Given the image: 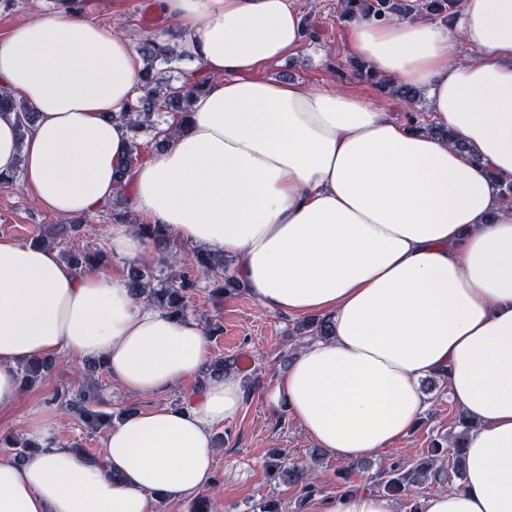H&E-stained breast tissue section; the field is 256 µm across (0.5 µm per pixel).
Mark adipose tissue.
<instances>
[{
  "instance_id": "ef3b65f1",
  "label": "adipose tissue",
  "mask_w": 512,
  "mask_h": 512,
  "mask_svg": "<svg viewBox=\"0 0 512 512\" xmlns=\"http://www.w3.org/2000/svg\"><path fill=\"white\" fill-rule=\"evenodd\" d=\"M210 81L167 145L129 174L127 206L163 225L166 247L122 225L109 248L163 260L193 245L237 260L270 314H319L335 330L307 342L270 393L339 461L410 435L440 377L475 419L464 475L420 512H512V0H463L452 25L355 19L350 47L379 77L425 90L453 141L417 130L344 89L275 81L299 49L289 0H158ZM475 54L456 58L458 45ZM143 61L123 34L72 13L0 36V91L37 114L19 138L0 114V176L21 174L35 202L76 220L115 197L130 132L118 112L140 93ZM100 357L140 395L188 380L180 406L112 427L98 455L30 422L35 450L0 458V512H150L155 494L200 495L213 482L216 426L239 414L235 374L206 375L204 326L133 296L55 247L0 239V411L17 370L45 356Z\"/></svg>"
}]
</instances>
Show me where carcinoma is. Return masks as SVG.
<instances>
[{
  "instance_id": "cac0c4a2",
  "label": "carcinoma",
  "mask_w": 512,
  "mask_h": 512,
  "mask_svg": "<svg viewBox=\"0 0 512 512\" xmlns=\"http://www.w3.org/2000/svg\"><path fill=\"white\" fill-rule=\"evenodd\" d=\"M457 0H414L412 4H398L394 0H339L337 11L342 19H352L358 16L364 18H388L391 16L408 15L416 13L431 20L448 22L453 16L452 9ZM145 61V68L141 76L142 94L136 102L130 105L128 111L121 113L122 120L127 127L138 131L147 129L153 132L154 148L161 147L168 138L167 129L160 127L156 116L163 112H177L187 115L191 96L195 90L203 86L198 81L189 87L185 82L188 74L181 75V80L173 82L167 73L173 71V65L186 56V51L178 49V44L171 43L169 39L152 38L140 48ZM394 95L407 111L409 118H414L411 109L420 102V93L412 87L401 86L392 90ZM12 112L18 122L19 137H24L29 131L33 120V110L23 101L0 92V113ZM139 146L133 141L130 144L129 154L113 174L118 191L127 187V175L133 167ZM107 214L118 224H131V212L125 207V200L117 196L111 205L106 207ZM107 262V256L100 250L93 252H72L69 254V263L77 269L85 267H100ZM175 263L184 266V271L170 279L152 286L154 277L140 268H131L128 280L129 288L136 297H144L148 302L157 305L170 314L184 317L189 295L196 286V279L192 272L197 270L211 277L217 287L212 289L215 295H234L244 289L240 280L233 275L226 274L224 258L211 252L200 250L188 260L179 258ZM300 337L310 336L314 339H326L332 335L331 325L326 318H312L297 326ZM56 360L42 358L26 364L23 367L21 381L25 385H32L41 377L53 371ZM61 408L69 414L75 415L82 422L98 426H109L112 415L98 410L99 400L93 386H86L74 395L67 393L60 397ZM463 433L454 437L452 447L444 448L438 442L433 444L427 456L416 459H397L380 474L379 484L389 496H407L415 489L422 487L434 475H444L448 482L460 478L464 468L463 440L464 433L474 428V422L461 417L459 420ZM270 476L276 475L288 480L291 485L300 487L303 497L307 498L314 492L312 475L306 469L297 465L284 466L279 455L274 453L267 462Z\"/></svg>"
}]
</instances>
